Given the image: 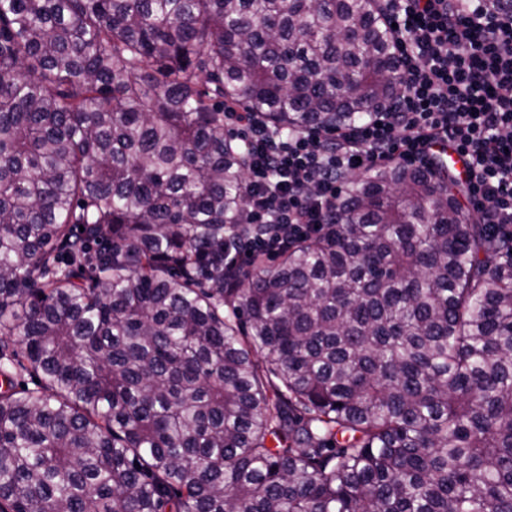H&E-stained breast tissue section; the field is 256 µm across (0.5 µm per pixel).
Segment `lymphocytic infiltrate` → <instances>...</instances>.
<instances>
[{
	"instance_id": "obj_1",
	"label": "lymphocytic infiltrate",
	"mask_w": 512,
	"mask_h": 512,
	"mask_svg": "<svg viewBox=\"0 0 512 512\" xmlns=\"http://www.w3.org/2000/svg\"><path fill=\"white\" fill-rule=\"evenodd\" d=\"M385 9L402 75L389 111L322 134L279 132L225 105L247 160L241 221L258 228L225 266L279 254L335 223L349 173L386 161L423 166L440 148L463 159L464 195L481 223L512 235V0H385Z\"/></svg>"
}]
</instances>
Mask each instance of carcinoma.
<instances>
[{
    "label": "carcinoma",
    "mask_w": 512,
    "mask_h": 512,
    "mask_svg": "<svg viewBox=\"0 0 512 512\" xmlns=\"http://www.w3.org/2000/svg\"><path fill=\"white\" fill-rule=\"evenodd\" d=\"M400 82L380 0H0V512H512V256L444 163L224 274V103Z\"/></svg>",
    "instance_id": "cac0c4a2"
}]
</instances>
